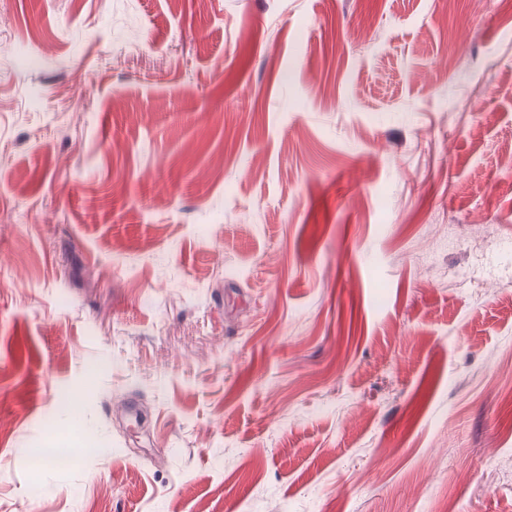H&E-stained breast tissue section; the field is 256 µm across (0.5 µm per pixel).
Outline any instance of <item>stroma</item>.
Here are the masks:
<instances>
[{
	"label": "stroma",
	"instance_id": "1",
	"mask_svg": "<svg viewBox=\"0 0 512 512\" xmlns=\"http://www.w3.org/2000/svg\"><path fill=\"white\" fill-rule=\"evenodd\" d=\"M508 389L512 0H0V512H512Z\"/></svg>",
	"mask_w": 512,
	"mask_h": 512
}]
</instances>
